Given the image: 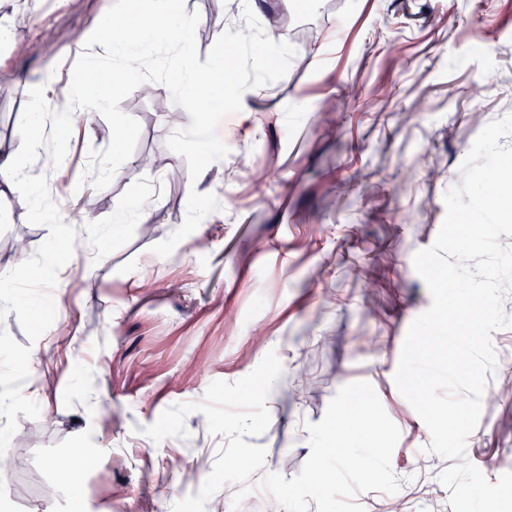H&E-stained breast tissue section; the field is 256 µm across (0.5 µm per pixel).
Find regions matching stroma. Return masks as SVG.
<instances>
[{
	"label": "stroma",
	"mask_w": 512,
	"mask_h": 512,
	"mask_svg": "<svg viewBox=\"0 0 512 512\" xmlns=\"http://www.w3.org/2000/svg\"><path fill=\"white\" fill-rule=\"evenodd\" d=\"M109 3L12 0L26 22L0 46V148L27 173L0 194V263L12 241L30 245L15 300L0 306V456L11 462L0 512H172L202 487L191 478L197 460L216 459L227 439L196 410L184 438L157 443L144 427L174 405L202 403L211 382L243 378L271 351L283 373L268 428L249 439L265 464L239 512H266L264 472L297 475L307 424L358 381L400 431L391 466L405 512H417L420 490L432 494L431 512H452L438 480L449 462L430 453L431 434L394 374L410 324L431 304L413 257L434 243L476 136L512 114V0H257L258 20L277 18L295 55L284 77L249 96L248 121H220L226 157L195 179L181 156L163 171L145 165L168 155L174 131L167 115L177 106L160 85L120 104L141 126L137 179L68 198L58 169L27 150L30 84L70 83ZM184 3L200 15L206 60L244 2ZM80 125L72 156L86 165L112 133L96 111ZM137 203L147 221L132 214ZM36 204L44 222L30 219ZM62 222L81 253L52 250ZM147 266L149 293L139 287ZM359 266L374 268L379 292L356 278ZM364 337L383 349L363 350ZM466 450L489 482L512 471V397L483 400ZM74 453L87 463L70 491L47 462Z\"/></svg>",
	"instance_id": "35a3bbf8"
}]
</instances>
